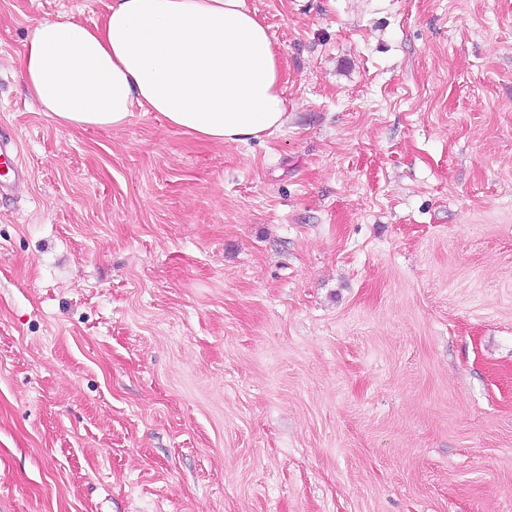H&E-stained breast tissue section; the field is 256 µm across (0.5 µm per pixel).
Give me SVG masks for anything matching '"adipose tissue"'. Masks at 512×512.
Instances as JSON below:
<instances>
[{"instance_id":"obj_1","label":"adipose tissue","mask_w":512,"mask_h":512,"mask_svg":"<svg viewBox=\"0 0 512 512\" xmlns=\"http://www.w3.org/2000/svg\"><path fill=\"white\" fill-rule=\"evenodd\" d=\"M19 70L41 111L75 129L121 128L139 109L225 145L288 124L280 61L245 0H111L91 28L41 20Z\"/></svg>"}]
</instances>
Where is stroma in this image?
<instances>
[{
	"label": "stroma",
	"instance_id": "stroma-1",
	"mask_svg": "<svg viewBox=\"0 0 512 512\" xmlns=\"http://www.w3.org/2000/svg\"><path fill=\"white\" fill-rule=\"evenodd\" d=\"M0 0V512H512V0H247L274 138L39 112ZM18 144L11 135H0V194L13 190L24 180V172L17 162Z\"/></svg>",
	"mask_w": 512,
	"mask_h": 512
}]
</instances>
